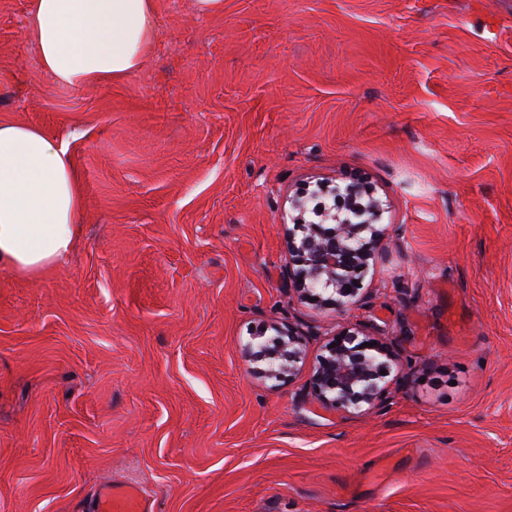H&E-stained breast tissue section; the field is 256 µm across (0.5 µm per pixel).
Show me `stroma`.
<instances>
[{
	"label": "stroma",
	"instance_id": "1",
	"mask_svg": "<svg viewBox=\"0 0 512 512\" xmlns=\"http://www.w3.org/2000/svg\"><path fill=\"white\" fill-rule=\"evenodd\" d=\"M0 0V118L69 140L68 264L0 269V512H78L108 479L151 512H512V0H155L143 68L57 88ZM360 180L385 253L362 299L288 278L292 200ZM306 338L273 386L243 347ZM397 361L343 414L327 339ZM334 334L325 344L309 380V388L324 406L341 413H355L363 405L374 407L387 394L385 378L394 359L393 350L369 334ZM340 337V342H337ZM377 342L372 347L362 344ZM334 344V347H331ZM380 371H386L381 375Z\"/></svg>",
	"mask_w": 512,
	"mask_h": 512
}]
</instances>
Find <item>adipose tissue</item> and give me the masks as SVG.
Returning <instances> with one entry per match:
<instances>
[{"instance_id": "ef3b65f1", "label": "adipose tissue", "mask_w": 512, "mask_h": 512, "mask_svg": "<svg viewBox=\"0 0 512 512\" xmlns=\"http://www.w3.org/2000/svg\"><path fill=\"white\" fill-rule=\"evenodd\" d=\"M25 35L54 86H109L152 51L155 0H31ZM81 210L80 175L64 142L0 119V268L36 276L64 264Z\"/></svg>"}]
</instances>
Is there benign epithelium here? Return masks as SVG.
<instances>
[{"label": "benign epithelium", "instance_id": "obj_1", "mask_svg": "<svg viewBox=\"0 0 512 512\" xmlns=\"http://www.w3.org/2000/svg\"><path fill=\"white\" fill-rule=\"evenodd\" d=\"M361 196L355 184L332 189L322 183L295 201L298 214L288 230V251L297 268L296 288L319 301L347 307L360 301V273L375 260L384 229L376 225L379 208L373 201L356 203ZM275 334L262 330L244 347L245 358L264 364L263 377L279 382L293 373L301 360L304 336L291 328L273 326ZM375 338L346 332L329 338L309 380V388L324 406L341 413L373 407L386 398L383 371H390L393 350Z\"/></svg>", "mask_w": 512, "mask_h": 512}]
</instances>
